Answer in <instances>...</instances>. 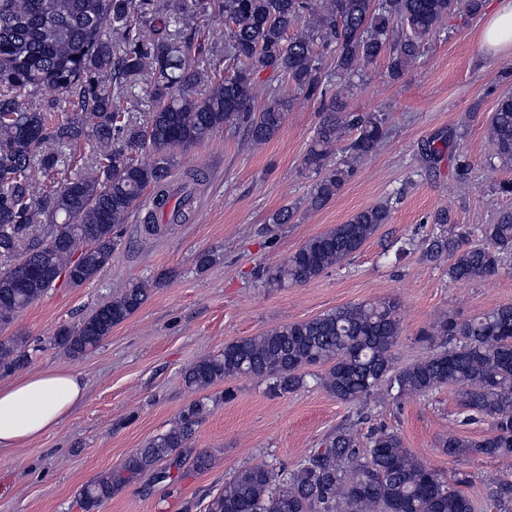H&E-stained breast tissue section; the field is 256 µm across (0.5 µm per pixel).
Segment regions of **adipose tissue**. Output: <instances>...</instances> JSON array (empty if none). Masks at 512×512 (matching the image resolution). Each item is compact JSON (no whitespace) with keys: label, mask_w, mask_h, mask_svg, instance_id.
Segmentation results:
<instances>
[{"label":"adipose tissue","mask_w":512,"mask_h":512,"mask_svg":"<svg viewBox=\"0 0 512 512\" xmlns=\"http://www.w3.org/2000/svg\"><path fill=\"white\" fill-rule=\"evenodd\" d=\"M481 44L496 53L512 51V0H499L482 32ZM84 396L79 374L54 369L0 387V447L14 448L48 433Z\"/></svg>","instance_id":"adipose-tissue-1"}]
</instances>
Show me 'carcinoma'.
Listing matches in <instances>:
<instances>
[{
	"label": "carcinoma",
	"instance_id": "1",
	"mask_svg": "<svg viewBox=\"0 0 512 512\" xmlns=\"http://www.w3.org/2000/svg\"><path fill=\"white\" fill-rule=\"evenodd\" d=\"M484 0H218L228 23L224 59L229 75L214 80L202 48L187 31L211 0H0V329L40 300L55 278L79 287L112 261L123 225L145 190L153 207L141 232L155 236L162 223H175L182 209L164 213L170 202L174 151L188 149L228 125L243 130L252 145L276 137L299 102L318 104L321 121L304 159L314 182L306 208L318 210L350 180L346 160H333L334 147L351 158L375 153L387 135L385 118L353 107L341 88L368 63L384 57L392 80L421 56V48L448 19L478 15ZM288 80L285 96L269 87L257 108L259 75L265 70ZM146 86L148 121L142 126L125 103L136 86ZM206 86L203 93L196 91ZM57 99L27 107L44 91ZM493 155L512 164V90L498 95L491 114ZM92 138V158L69 176L55 147ZM441 135L422 148L429 164L450 148ZM150 151L141 163L129 151ZM389 202L363 209L343 224L308 239L282 263L262 271L268 288L307 283L342 266L391 219ZM293 208L273 213L264 230L277 233ZM60 224L48 239L34 235L42 223ZM472 243L458 229L428 241L426 258L448 260L457 282L484 278L502 269L512 252V211L480 227ZM148 285L134 282L99 306L79 325L60 328L51 344L73 359L98 347L112 327L148 298ZM400 335L398 303L339 306L313 319L241 338L192 363L183 374L187 388L205 391L232 377L267 383L277 395L306 385L307 369L329 395L348 404L378 394L398 401L441 387L457 390L469 414L491 419L475 439L450 431L441 446L451 458L512 459V302L478 316H443L421 335L433 349L396 368L391 348ZM28 336L0 338V371L28 360ZM207 413V402L191 401L164 432L148 439L118 466L83 485V512L99 509L123 488L154 472L161 481L183 477L179 449L186 447ZM463 474L449 484L404 446L395 432L376 429L359 438L341 426L306 454L292 471L266 463L237 471L213 494L206 512H512V472L487 486L482 502L466 491Z\"/></svg>",
	"mask_w": 512,
	"mask_h": 512
}]
</instances>
